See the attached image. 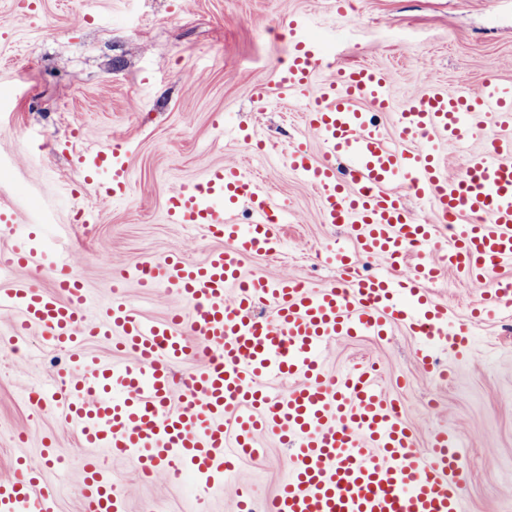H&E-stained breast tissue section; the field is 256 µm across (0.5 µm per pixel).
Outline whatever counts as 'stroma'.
<instances>
[{
	"mask_svg": "<svg viewBox=\"0 0 512 512\" xmlns=\"http://www.w3.org/2000/svg\"><path fill=\"white\" fill-rule=\"evenodd\" d=\"M347 15L336 0H0V205L20 222L45 231L40 269L16 280L49 286L44 270L57 250L100 305L112 297V273L147 259L205 257L214 240L197 225L174 224L165 201L216 165H244L288 205L284 249L250 259L249 273L288 275L312 285L336 278L331 251L343 227L320 220L319 196L297 180L285 151L320 140L303 121L300 104L280 97L275 72L291 49L283 22L307 18L329 61L368 64L390 74L395 101L467 75L479 84L493 75L512 83V0H354ZM265 111H255L256 98ZM237 125L263 140L257 151L230 136ZM120 139L131 190L121 202L98 197L82 182L78 153ZM94 220L80 224L77 211ZM448 304L451 325L471 324L465 357L438 353L448 368L439 383L417 362L418 339L397 327L383 339L338 338L325 356L333 374L361 360L378 363L402 402L418 446L447 428L463 446L471 512H512V320L471 323L468 299L485 288L443 273L432 285ZM126 299L161 320L179 307L176 296L147 292L128 279ZM13 317L0 312V478L12 476L19 434L37 456L45 435L56 437L62 466L49 465L58 512H79L82 460L73 432L36 412L27 388L61 381L71 372L65 353L47 348L31 330L22 349L7 333ZM262 457L243 460L234 477L210 496V512H234L239 486L269 499L284 475L286 445L270 436ZM115 490L128 512H195L197 491L166 474L139 476L128 461L114 464Z\"/></svg>",
	"mask_w": 512,
	"mask_h": 512,
	"instance_id": "35a3bbf8",
	"label": "stroma"
}]
</instances>
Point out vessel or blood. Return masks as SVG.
I'll list each match as a JSON object with an SVG mask.
<instances>
[{
    "label": "vessel or blood",
    "mask_w": 512,
    "mask_h": 512,
    "mask_svg": "<svg viewBox=\"0 0 512 512\" xmlns=\"http://www.w3.org/2000/svg\"><path fill=\"white\" fill-rule=\"evenodd\" d=\"M307 26L289 21L294 45L276 77L284 98L303 102L305 124L324 148L320 159L290 148L288 167L320 197L323 223L342 225L355 244L334 253L335 283L312 287L245 273L246 259L278 254L285 206L240 165L210 168L167 198L172 222L202 226L221 245L200 262L173 254L144 264L142 287L165 288L181 303L164 322L145 318L117 293L93 308L62 252L50 263V287H3L38 253L32 227L0 207V223L15 227L11 256L0 261V311L15 315L13 336L40 329L74 366L68 379L31 388L27 400L57 411L78 434L82 512H126L114 485L112 464L120 459L144 476L161 469L175 480L190 477L198 512H207L225 476L258 455L263 432L287 445L288 477L261 506L251 489L238 490V512H469L458 438L440 429L418 450L377 364L360 361L330 376L323 356L336 338L384 337L397 325L421 339L416 355L425 369H433L435 352L466 350L467 327L449 326L447 304L429 292L444 269L475 284L493 281L470 303L472 316L512 306V280L497 276L512 263V85L490 76L474 90L462 76L398 105L388 73L360 65L336 69L315 92L323 53L305 36ZM382 112L395 113L397 139L376 122ZM489 124L499 135L470 152L454 179L436 149L415 146L429 137L461 144ZM340 158L348 174L337 170ZM77 167L96 195L128 196L121 141L82 154ZM409 195L430 204L435 223L411 214ZM243 209L249 222L239 220ZM440 224L450 231L442 246ZM360 256L380 260L382 272L360 273ZM260 307L268 315H257ZM99 337L128 361L86 355L88 341ZM187 359L201 365L180 388L173 366ZM284 380L292 383L288 392L270 390V382ZM56 460L48 440L39 459L17 456L13 476L0 479V512H55V493L41 474Z\"/></svg>",
    "instance_id": "1"
}]
</instances>
